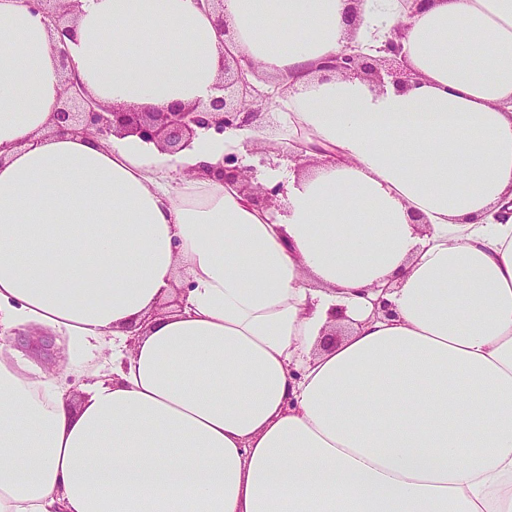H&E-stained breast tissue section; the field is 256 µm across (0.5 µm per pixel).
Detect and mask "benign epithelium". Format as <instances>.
Listing matches in <instances>:
<instances>
[{"mask_svg": "<svg viewBox=\"0 0 512 512\" xmlns=\"http://www.w3.org/2000/svg\"><path fill=\"white\" fill-rule=\"evenodd\" d=\"M427 0H403L404 19L385 35L376 54L369 55L354 45H347L340 52L320 63L319 70L344 78L356 75L374 86L382 88L385 81L398 86H408L419 79V74L408 68L402 60L403 39L408 24ZM33 13H38L60 34L58 48L66 96L62 107L54 115L52 132H74L108 140L113 136L135 135L146 142L155 143L160 149L176 154L190 146L198 131L213 130L222 133L229 128L253 126L267 132L266 142L275 146L279 126L273 116L270 98L262 102L247 99L246 74L255 70V64L236 56L222 58L221 78L215 90L217 95L209 104L173 105L166 112H131L123 107L101 104L68 76L69 57L65 38L72 36L70 23L79 11L80 0H24ZM224 180L237 183L251 199L264 208L277 206L280 185L266 187L252 185L250 168L241 165L236 154L224 155Z\"/></svg>", "mask_w": 512, "mask_h": 512, "instance_id": "1", "label": "benign epithelium"}]
</instances>
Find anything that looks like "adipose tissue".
<instances>
[{
	"label": "adipose tissue",
	"instance_id": "adipose-tissue-1",
	"mask_svg": "<svg viewBox=\"0 0 512 512\" xmlns=\"http://www.w3.org/2000/svg\"><path fill=\"white\" fill-rule=\"evenodd\" d=\"M400 18L224 0L221 37L197 0H82L99 102H208L229 50L271 77L316 165L264 168L265 210L220 170L253 128L176 154L51 133L59 36L0 0V512H512V0H431L419 85L320 76ZM34 332L71 368L103 353L80 397L21 353Z\"/></svg>",
	"mask_w": 512,
	"mask_h": 512
}]
</instances>
